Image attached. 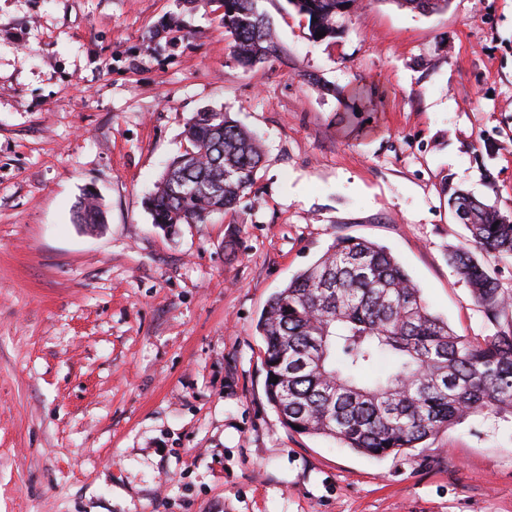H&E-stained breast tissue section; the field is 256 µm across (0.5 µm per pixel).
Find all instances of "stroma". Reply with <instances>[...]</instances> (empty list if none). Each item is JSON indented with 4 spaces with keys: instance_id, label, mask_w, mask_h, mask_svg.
Listing matches in <instances>:
<instances>
[{
    "instance_id": "obj_1",
    "label": "stroma",
    "mask_w": 512,
    "mask_h": 512,
    "mask_svg": "<svg viewBox=\"0 0 512 512\" xmlns=\"http://www.w3.org/2000/svg\"><path fill=\"white\" fill-rule=\"evenodd\" d=\"M257 6L277 52L243 66L216 0H0V512H512L511 421L383 459L295 433L256 328L354 236L458 335L492 334L448 262V191L512 215V0H358L322 41ZM207 108L265 163L234 215L167 234L146 199ZM73 220L77 224L95 227L105 224V214L96 197L84 194L75 206Z\"/></svg>"
}]
</instances>
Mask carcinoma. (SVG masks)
<instances>
[{
    "label": "carcinoma",
    "instance_id": "cac0c4a2",
    "mask_svg": "<svg viewBox=\"0 0 512 512\" xmlns=\"http://www.w3.org/2000/svg\"><path fill=\"white\" fill-rule=\"evenodd\" d=\"M287 2L308 20L311 36L324 31L328 38L336 37V15L356 5ZM397 2L427 14L449 0ZM221 7L238 62L267 59L275 37L255 0H221ZM184 134L190 149L168 164L148 198L153 224L166 230L235 211L263 163L256 139L227 112L194 113ZM448 207L462 209L458 220L469 232L449 262L495 333L476 342L456 335L385 247L338 237L270 297L257 323L266 346L267 399L288 428L380 458L478 413L512 419V295L500 288L489 262L512 259V218L460 189L450 193ZM73 220L95 227L105 214L97 198L85 194Z\"/></svg>",
    "mask_w": 512,
    "mask_h": 512
}]
</instances>
